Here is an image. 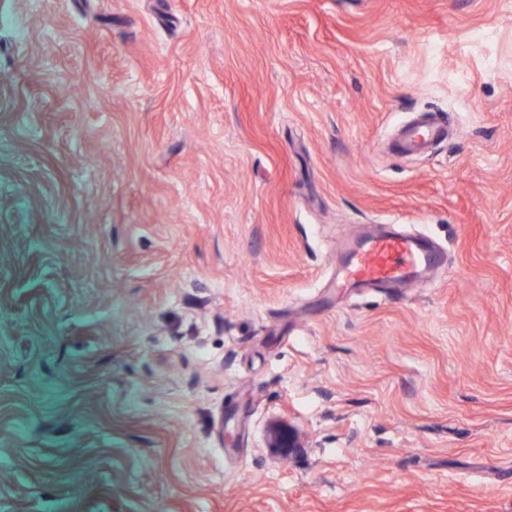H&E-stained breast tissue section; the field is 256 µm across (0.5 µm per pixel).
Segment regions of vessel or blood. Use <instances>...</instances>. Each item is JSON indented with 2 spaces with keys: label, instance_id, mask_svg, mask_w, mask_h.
Returning <instances> with one entry per match:
<instances>
[{
  "label": "vessel or blood",
  "instance_id": "vessel-or-blood-1",
  "mask_svg": "<svg viewBox=\"0 0 512 512\" xmlns=\"http://www.w3.org/2000/svg\"><path fill=\"white\" fill-rule=\"evenodd\" d=\"M447 122L433 117L405 127L395 148L398 153L412 154L442 136ZM433 251L417 246L399 235L374 238L354 249L347 260L345 281L352 288H379L409 278L414 272L438 263Z\"/></svg>",
  "mask_w": 512,
  "mask_h": 512
}]
</instances>
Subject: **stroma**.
Instances as JSON below:
<instances>
[{
    "label": "stroma",
    "mask_w": 512,
    "mask_h": 512,
    "mask_svg": "<svg viewBox=\"0 0 512 512\" xmlns=\"http://www.w3.org/2000/svg\"><path fill=\"white\" fill-rule=\"evenodd\" d=\"M1 75L0 512H512V0H0ZM447 121L438 116L432 122L421 121L405 127L395 148L399 154H412L422 150L430 142L442 137ZM439 256L399 235L374 238L354 249L347 260L345 281L350 288H380L409 278L438 263ZM266 448L284 458L289 455L290 448H303L297 432L291 425L282 420L271 422L266 429Z\"/></svg>",
    "instance_id": "stroma-1"
}]
</instances>
